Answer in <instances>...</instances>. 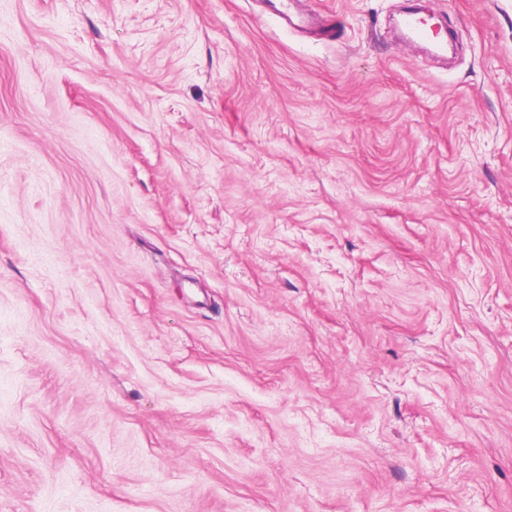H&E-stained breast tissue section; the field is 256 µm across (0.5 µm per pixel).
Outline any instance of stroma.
Masks as SVG:
<instances>
[{"mask_svg":"<svg viewBox=\"0 0 512 512\" xmlns=\"http://www.w3.org/2000/svg\"><path fill=\"white\" fill-rule=\"evenodd\" d=\"M0 0V512H512V0ZM425 19L418 17L417 13H411L404 19V27L407 31L406 41L409 45H415L422 40H431L437 54L445 55L448 51V44L445 41L434 40L437 33L433 28H427Z\"/></svg>","mask_w":512,"mask_h":512,"instance_id":"stroma-1","label":"stroma"}]
</instances>
